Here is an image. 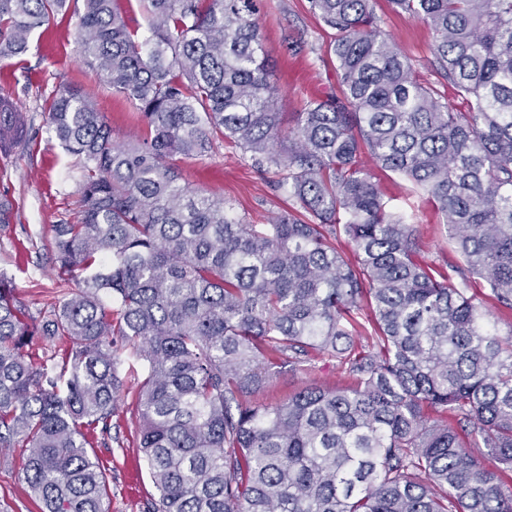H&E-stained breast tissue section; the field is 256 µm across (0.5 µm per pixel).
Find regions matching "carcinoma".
<instances>
[{
    "instance_id": "1",
    "label": "carcinoma",
    "mask_w": 512,
    "mask_h": 512,
    "mask_svg": "<svg viewBox=\"0 0 512 512\" xmlns=\"http://www.w3.org/2000/svg\"><path fill=\"white\" fill-rule=\"evenodd\" d=\"M147 2L142 41L119 0H0L1 61L69 12L86 63L143 122L116 144L89 93L53 86L46 123L83 202L53 225V269L78 288L37 318L0 274V451L20 449L42 512H108L93 439L110 435L126 344L147 365L148 512H512V336L471 292L512 309V0H389L436 34L463 112L419 82L373 0H309L334 30L338 94L289 127L255 0ZM220 141L277 171L291 206L254 224L180 183L175 161ZM34 147L0 97V155ZM364 155L434 202L450 271L418 259ZM36 338L71 347L38 363ZM324 355L350 385L247 404L277 361ZM448 412L461 431L433 417Z\"/></svg>"
}]
</instances>
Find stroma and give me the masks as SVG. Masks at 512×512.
Listing matches in <instances>:
<instances>
[{"label": "stroma", "instance_id": "35a3bbf8", "mask_svg": "<svg viewBox=\"0 0 512 512\" xmlns=\"http://www.w3.org/2000/svg\"><path fill=\"white\" fill-rule=\"evenodd\" d=\"M257 7L256 19L272 66V80L280 90L279 111H299L307 100L335 92L336 73L327 53L333 32L311 13L308 0H257ZM375 11L381 30L395 41L420 81L436 90L441 102L462 108L461 99L435 60L434 33L423 23L396 12L390 0H375ZM289 35L304 41L301 52L289 50L285 41ZM60 80L83 88L95 98L115 141L126 140L142 127L132 101L87 65L74 23L68 18H55L32 34L24 64L0 62V96L9 98L23 112L38 145L32 156L20 151L7 158L0 156V194L11 196L18 206L12 224L0 228V272L12 278L17 300L34 314L60 305L68 289L67 284L49 275L53 265L51 227L73 218L80 208L79 165L56 140L44 117L43 90ZM178 166L183 184L223 196L237 215L255 223L265 222L270 213L289 205L287 193L273 186L275 173L258 172L231 145L216 144L209 157L184 159ZM374 179L392 197L394 206L415 224L419 259L439 267L456 262L454 243L436 206L422 192L410 191L392 172L375 170ZM114 367L124 390L112 418L111 435L94 450L109 477V512H147L157 494L138 447L135 406L146 367L127 347L116 351ZM314 383L342 386L346 380L332 358L317 357L304 367L283 364L273 381L250 400L255 404L284 402ZM0 512H41V504L31 496L15 458L0 460Z\"/></svg>", "mask_w": 512, "mask_h": 512}]
</instances>
